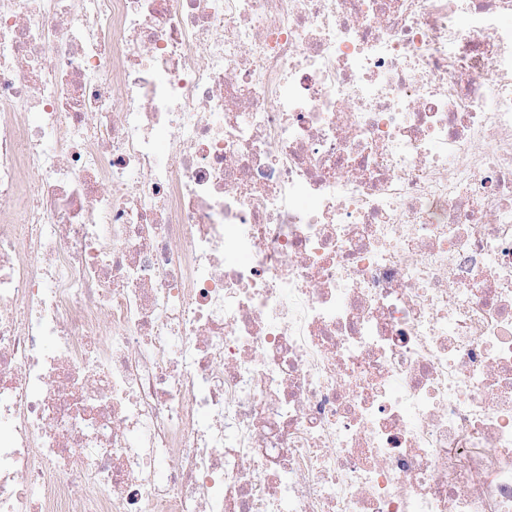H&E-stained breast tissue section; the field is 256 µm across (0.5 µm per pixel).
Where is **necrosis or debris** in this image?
<instances>
[{
	"label": "necrosis or debris",
	"instance_id": "1",
	"mask_svg": "<svg viewBox=\"0 0 512 512\" xmlns=\"http://www.w3.org/2000/svg\"><path fill=\"white\" fill-rule=\"evenodd\" d=\"M0 512H512V0H0Z\"/></svg>",
	"mask_w": 512,
	"mask_h": 512
}]
</instances>
